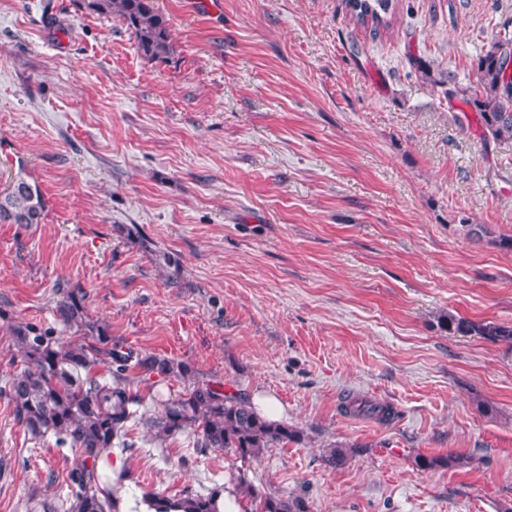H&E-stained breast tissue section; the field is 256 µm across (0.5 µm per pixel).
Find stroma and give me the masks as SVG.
<instances>
[{
  "instance_id": "35a3bbf8",
  "label": "stroma",
  "mask_w": 512,
  "mask_h": 512,
  "mask_svg": "<svg viewBox=\"0 0 512 512\" xmlns=\"http://www.w3.org/2000/svg\"><path fill=\"white\" fill-rule=\"evenodd\" d=\"M215 2L154 0L175 53L149 62L119 17L0 0V185L26 167L47 203L0 224V389L20 369L10 321L64 335L63 281L113 338L276 397L304 434L243 461L132 421V494L235 470L311 512L512 507V349L438 326L512 322V251L459 226L512 235V143L412 64L473 83L512 0H397L376 33L342 0ZM346 394L398 416L346 414ZM335 445L353 454L333 469ZM455 454L470 463H417ZM76 461L0 398V512L67 498Z\"/></svg>"
}]
</instances>
